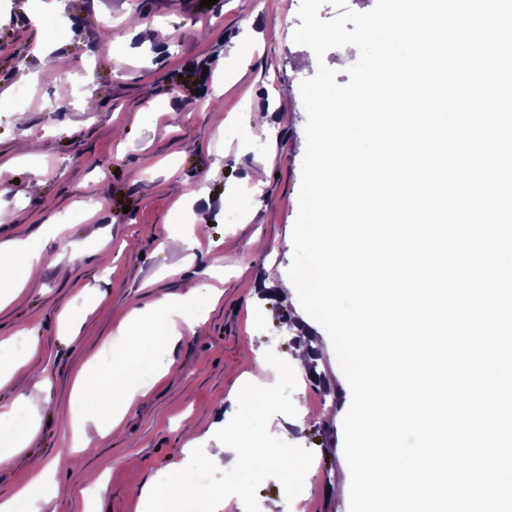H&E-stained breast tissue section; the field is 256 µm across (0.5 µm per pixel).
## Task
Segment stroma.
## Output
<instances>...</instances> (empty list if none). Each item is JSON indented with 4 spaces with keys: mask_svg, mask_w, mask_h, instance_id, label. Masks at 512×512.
I'll return each mask as SVG.
<instances>
[{
    "mask_svg": "<svg viewBox=\"0 0 512 512\" xmlns=\"http://www.w3.org/2000/svg\"><path fill=\"white\" fill-rule=\"evenodd\" d=\"M301 0H66L62 17L40 29L28 7L41 0H0V241L22 239L62 255L59 264L21 272L25 285L0 308V340L29 352L15 375L42 372L39 429L15 465L0 469V498L26 479L30 459L52 467L62 494L41 512H85L80 489L105 473L108 489L94 512H151L142 491L156 474L181 477L196 429L206 448L243 433L260 447L290 449L289 468L210 471L223 512H349L343 422L352 394L330 336H318V362L331 388L299 393L280 383L298 295H259L264 274L288 276L299 210L307 112L300 86L319 67L349 81L358 56L349 46L316 57L295 43ZM138 33L113 42L132 16ZM101 16L106 25H87ZM48 43L59 81L76 87L62 100L37 77L36 48ZM39 142L31 161L17 143ZM208 187L205 200L193 188ZM95 200L87 211L83 202ZM239 223L229 224V210ZM206 212V234L191 232ZM112 249L96 250L99 236ZM173 296L196 317L192 335L154 344L153 364L169 373L152 382L120 423L101 435L76 413L73 386L85 367L108 375L101 341L138 360L141 340L121 335L133 309ZM268 387L270 401L249 396ZM308 415L291 424L297 397ZM88 447H78V440ZM67 452L69 464L59 462ZM315 477L306 480V468Z\"/></svg>",
    "mask_w": 512,
    "mask_h": 512,
    "instance_id": "stroma-1",
    "label": "stroma"
}]
</instances>
